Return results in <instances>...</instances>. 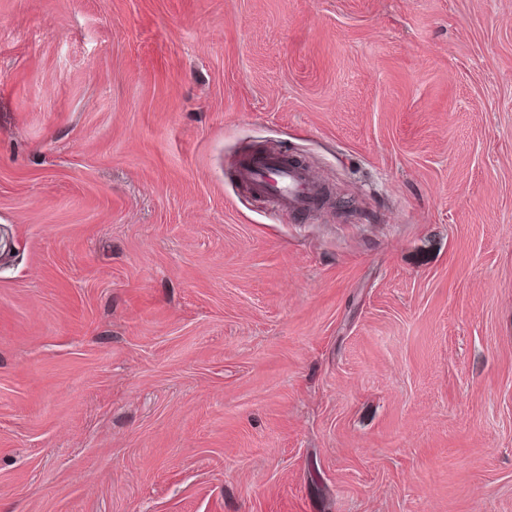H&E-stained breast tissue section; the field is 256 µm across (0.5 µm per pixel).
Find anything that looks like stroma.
<instances>
[{"label": "stroma", "mask_w": 512, "mask_h": 512, "mask_svg": "<svg viewBox=\"0 0 512 512\" xmlns=\"http://www.w3.org/2000/svg\"><path fill=\"white\" fill-rule=\"evenodd\" d=\"M0 512H512V0H0ZM237 172L254 195L279 210L311 212L319 201L321 183L304 163L287 165L278 154L256 153L241 159Z\"/></svg>", "instance_id": "stroma-1"}]
</instances>
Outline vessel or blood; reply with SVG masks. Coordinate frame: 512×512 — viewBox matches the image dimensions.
<instances>
[{"label":"vessel or blood","instance_id":"1","mask_svg":"<svg viewBox=\"0 0 512 512\" xmlns=\"http://www.w3.org/2000/svg\"><path fill=\"white\" fill-rule=\"evenodd\" d=\"M237 172L254 195L277 209L301 214L319 201L321 184L304 163L288 164L280 155L256 153L241 159Z\"/></svg>","mask_w":512,"mask_h":512}]
</instances>
